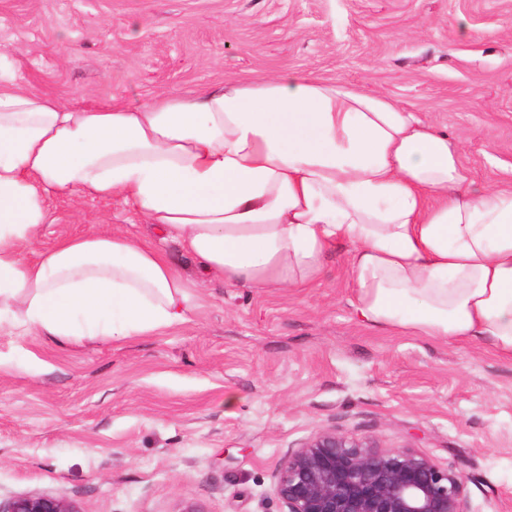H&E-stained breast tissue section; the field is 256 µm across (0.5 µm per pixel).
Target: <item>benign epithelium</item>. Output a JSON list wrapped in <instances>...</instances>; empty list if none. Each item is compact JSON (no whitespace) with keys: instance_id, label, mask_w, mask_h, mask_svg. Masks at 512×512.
Wrapping results in <instances>:
<instances>
[{"instance_id":"1","label":"benign epithelium","mask_w":512,"mask_h":512,"mask_svg":"<svg viewBox=\"0 0 512 512\" xmlns=\"http://www.w3.org/2000/svg\"><path fill=\"white\" fill-rule=\"evenodd\" d=\"M276 492L287 512H465V483L411 449L369 436L316 433L282 465ZM0 512H77L45 493L13 498Z\"/></svg>"}]
</instances>
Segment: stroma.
Instances as JSON below:
<instances>
[{
    "mask_svg": "<svg viewBox=\"0 0 512 512\" xmlns=\"http://www.w3.org/2000/svg\"><path fill=\"white\" fill-rule=\"evenodd\" d=\"M0 56L80 108L288 72L347 83L458 140L475 187L512 182V0H0ZM51 212L35 251L120 230L197 280L201 309L119 343L0 332L1 503L285 512L283 462L333 429L460 474L469 512H512V361L361 324L346 247L320 286L262 293L203 276L132 207ZM1 512H78L63 498L45 494H26L13 498Z\"/></svg>",
    "mask_w": 512,
    "mask_h": 512,
    "instance_id": "stroma-1",
    "label": "stroma"
}]
</instances>
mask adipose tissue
<instances>
[{
  "mask_svg": "<svg viewBox=\"0 0 512 512\" xmlns=\"http://www.w3.org/2000/svg\"><path fill=\"white\" fill-rule=\"evenodd\" d=\"M56 196L132 206L231 285L317 283L344 245L359 318L512 360V183L394 99L284 73L75 108L0 74V331L119 342L183 323L190 281L112 231L34 259Z\"/></svg>",
  "mask_w": 512,
  "mask_h": 512,
  "instance_id": "1",
  "label": "adipose tissue"
}]
</instances>
